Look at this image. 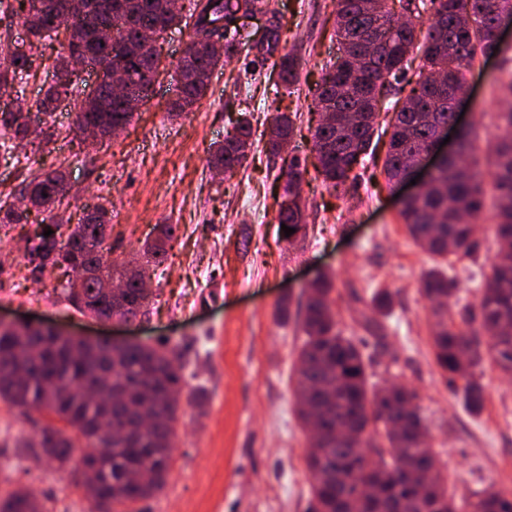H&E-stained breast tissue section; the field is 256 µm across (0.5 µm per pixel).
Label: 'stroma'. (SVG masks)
Listing matches in <instances>:
<instances>
[{
  "instance_id": "1",
  "label": "stroma",
  "mask_w": 512,
  "mask_h": 512,
  "mask_svg": "<svg viewBox=\"0 0 512 512\" xmlns=\"http://www.w3.org/2000/svg\"><path fill=\"white\" fill-rule=\"evenodd\" d=\"M288 24L279 52L299 59L298 80L277 90L272 61L255 60L249 46L266 24L264 15L239 17V53L211 77L209 90L188 112L169 105L177 63L190 40L181 25L159 39L162 65L154 96L119 136L90 144L75 127L71 97L52 112H33L34 133L0 159V196H13L24 178L63 170L69 189L64 218L78 224L102 205L112 213L108 238L112 260L137 255L161 224L175 225L167 258L150 272L151 299L127 323H110L75 311L55 271L34 277L25 258L31 229L0 224V319L34 320L94 339L133 336L154 344L170 341L185 354L184 388L173 437L174 454L165 490L141 502V512H304L309 492L303 455L306 435L293 394L296 357L304 335L297 314L287 323L273 317L276 303H299L317 273L336 280V319L348 336H366L363 300L379 288L395 295L381 321V345H369L371 381L411 387L426 417L430 446L448 470L458 497L487 485L512 492V379L484 368L482 413L470 415L434 363L430 303L422 296V273L436 260L417 247L400 217V199L412 187L389 189L380 166L366 161L350 198L329 193L312 151L318 110L314 92L326 65L336 60L334 0H272ZM461 104L463 124H477L485 147L500 135L495 112L497 66L476 58ZM295 115V133L281 153H270L267 120ZM249 114L254 146L234 173L209 165L212 146L223 142L239 114ZM288 162L303 172L302 230L286 237L275 220L276 195ZM481 259L453 261L461 288L448 303L449 316L475 305L496 249L491 214L478 224ZM44 418L0 403V495L24 485L53 512H86L82 477L60 471L40 449L17 447L32 439Z\"/></svg>"
}]
</instances>
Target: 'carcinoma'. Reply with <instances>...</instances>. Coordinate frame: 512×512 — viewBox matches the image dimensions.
Wrapping results in <instances>:
<instances>
[{
    "label": "carcinoma",
    "mask_w": 512,
    "mask_h": 512,
    "mask_svg": "<svg viewBox=\"0 0 512 512\" xmlns=\"http://www.w3.org/2000/svg\"><path fill=\"white\" fill-rule=\"evenodd\" d=\"M191 15L176 13L169 0H0V13L22 20L28 49L18 52L11 42L0 43V96L12 107L0 111V155L12 157L16 145L27 140L29 109L24 84L32 71L33 49L65 33L66 49L94 62L102 73L92 89L52 81L37 101L40 112H53L61 96L75 102L76 124L127 126L134 114L115 96L110 76L126 70L144 80L155 75L162 60L158 51L144 49L142 31L162 34L193 19L192 35L177 68L190 70L194 80L177 86L174 112H186L209 89L214 70L237 51L230 27L231 8H268L275 18L271 41L256 56L265 57L280 43L282 25L269 0H192ZM336 0L334 35L341 54L315 91L317 109L332 115L313 133L318 173L325 185L346 192L357 183L356 169L373 154L376 114L391 115V133L382 172L388 185L407 174L422 150L448 126L451 106L444 86L462 88L477 57L488 52L498 59L497 87L502 98L512 97V46L495 38L500 21L512 18V0ZM431 18L427 29L419 27ZM112 28V42L99 36ZM224 41V56L205 49V41ZM420 49L427 74L407 78V56ZM278 78L287 87L297 79V58L279 57ZM501 135L488 152V172L478 168L475 127L462 136L459 160L445 163L422 185L400 211L413 242L433 256L458 259L478 255L482 240L476 224L492 199L497 250L483 278L478 308H464L461 323L447 320V311L432 310L434 361L448 378L468 411L484 407V387L475 369L489 364L512 376V107L496 112ZM294 122L286 113L272 116L268 144L273 152L292 138ZM252 147L248 120L239 121L233 135L211 154L214 169L233 171ZM20 195L24 209L0 201V224H18L33 209L55 208L66 197L65 174L54 171L25 182ZM111 213L98 206L86 213L66 240L61 225L37 227L38 244L32 273L47 265L75 262L87 265L89 275L68 285L72 307L96 317H135L146 307L147 295L137 278H128L123 304L115 307L99 288L100 278L112 272L101 263L107 242L97 236ZM52 234L44 236V231ZM175 226H160L158 236L142 245L146 265L165 261L166 241ZM335 280L318 274L299 305L305 340L295 370L294 397L298 417L308 431V444L318 454H305L310 477L305 512H512V495L493 486L457 500L448 492V477L437 466L436 454L426 447L429 427L415 404L416 394L403 385L377 389L369 383L366 344L341 334L334 311ZM422 295L440 302L458 291L447 271L427 270L420 282ZM394 304L386 289L371 294L367 307L373 316L367 328H380ZM182 357L164 342H107L91 344L79 338L57 337L45 329L0 327V402L20 410H36L47 422L36 435L35 447L64 470L79 464L89 512H136L132 506L161 493L167 484L172 438L183 390ZM374 443L377 455L369 460L359 449ZM370 480L374 496L366 499L359 486ZM35 496L18 486L0 497V512H49L34 509Z\"/></svg>",
    "instance_id": "carcinoma-1"
}]
</instances>
